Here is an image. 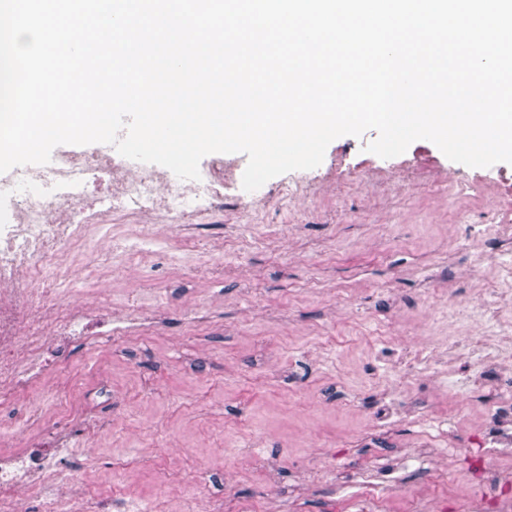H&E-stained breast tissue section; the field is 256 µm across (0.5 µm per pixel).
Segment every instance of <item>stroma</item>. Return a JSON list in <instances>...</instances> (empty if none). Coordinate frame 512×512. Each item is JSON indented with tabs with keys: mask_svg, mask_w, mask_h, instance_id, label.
Returning a JSON list of instances; mask_svg holds the SVG:
<instances>
[{
	"mask_svg": "<svg viewBox=\"0 0 512 512\" xmlns=\"http://www.w3.org/2000/svg\"><path fill=\"white\" fill-rule=\"evenodd\" d=\"M376 138L339 137L316 168L252 192L246 155L213 153L199 168H224L220 212L126 216L145 253L113 269L75 328L81 370L59 384L77 423L48 442L76 461L97 449L86 499L130 512H412L416 494L447 491L449 512H467L475 457L454 453L450 435L480 429L475 368L458 355L427 404L395 361L459 314L485 329L465 261L505 188L424 139L381 158ZM474 182L449 213V191ZM184 236L203 264L180 260ZM112 327L120 340H102ZM382 394L401 408L396 426L375 416Z\"/></svg>",
	"mask_w": 512,
	"mask_h": 512,
	"instance_id": "35a3bbf8",
	"label": "stroma"
}]
</instances>
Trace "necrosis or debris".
I'll use <instances>...</instances> for the list:
<instances>
[{
	"instance_id": "necrosis-or-debris-1",
	"label": "necrosis or debris",
	"mask_w": 512,
	"mask_h": 512,
	"mask_svg": "<svg viewBox=\"0 0 512 512\" xmlns=\"http://www.w3.org/2000/svg\"><path fill=\"white\" fill-rule=\"evenodd\" d=\"M224 172L214 169L190 182L131 168L106 153L59 149L50 163L13 171L0 179V400H19L30 383L56 390L35 360L54 349L64 373L74 374L70 331L80 311L44 302L45 284L66 281L72 264L81 262L84 242L114 232L113 216L131 212L149 216L164 212L175 221L215 210L222 201ZM488 235L495 249L493 272L486 256H470L467 269L483 275L486 317L501 335L512 334V206L493 212ZM467 349L483 368L476 379L485 390L486 409L479 446L491 464L512 461V368L498 356L490 337L475 333L448 339L449 354ZM80 468L51 459L41 449L0 446V512H16L19 502L37 501L41 512H68L70 488L81 482ZM480 495L467 512H512V489L478 470Z\"/></svg>"
}]
</instances>
